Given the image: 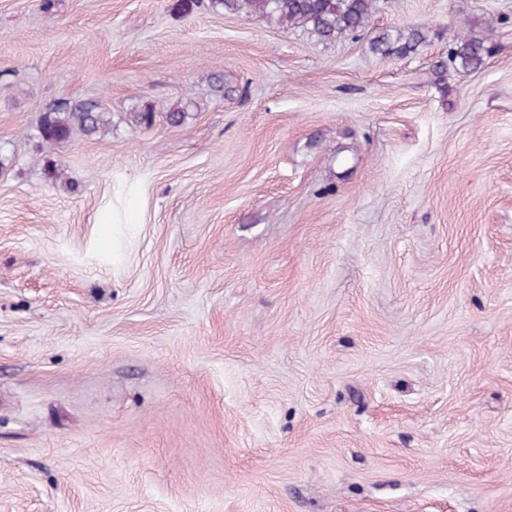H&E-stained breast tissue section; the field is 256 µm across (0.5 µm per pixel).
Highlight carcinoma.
I'll return each instance as SVG.
<instances>
[{"mask_svg": "<svg viewBox=\"0 0 512 512\" xmlns=\"http://www.w3.org/2000/svg\"><path fill=\"white\" fill-rule=\"evenodd\" d=\"M216 12L259 16L282 26L305 30L322 43L354 35L366 29L376 9V0H209ZM424 40L415 28L384 31L371 41L373 53L383 57L414 51ZM484 39L466 35L453 51L454 60L464 70L476 69L483 63ZM108 118L95 100L68 101L42 113L38 134L43 143L56 144L77 134L92 136Z\"/></svg>", "mask_w": 512, "mask_h": 512, "instance_id": "carcinoma-1", "label": "carcinoma"}]
</instances>
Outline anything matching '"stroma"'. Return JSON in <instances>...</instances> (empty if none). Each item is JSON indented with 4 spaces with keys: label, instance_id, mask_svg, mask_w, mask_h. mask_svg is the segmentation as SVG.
Returning <instances> with one entry per match:
<instances>
[{
    "label": "stroma",
    "instance_id": "35a3bbf8",
    "mask_svg": "<svg viewBox=\"0 0 512 512\" xmlns=\"http://www.w3.org/2000/svg\"><path fill=\"white\" fill-rule=\"evenodd\" d=\"M0 512H512V0H0ZM376 0H210L216 12L259 16L302 28L322 43H333L366 29ZM424 40L419 29L396 30L395 34L384 31L371 41L373 53L383 57L401 55L414 51ZM486 51L483 38L466 35L456 46L453 55L463 70H471L481 66ZM107 112L95 100L68 101L42 113L38 134L43 143L56 144L77 134L92 136L98 133L109 119Z\"/></svg>",
    "mask_w": 512,
    "mask_h": 512
}]
</instances>
